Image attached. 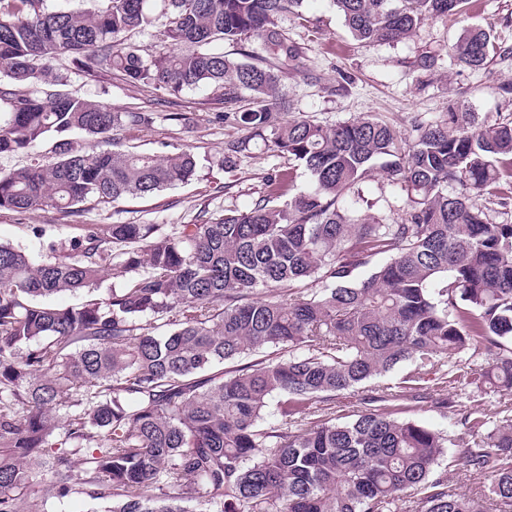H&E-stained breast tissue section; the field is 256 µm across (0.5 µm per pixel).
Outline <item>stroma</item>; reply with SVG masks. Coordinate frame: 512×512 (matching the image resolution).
Here are the masks:
<instances>
[{
	"label": "stroma",
	"instance_id": "1",
	"mask_svg": "<svg viewBox=\"0 0 512 512\" xmlns=\"http://www.w3.org/2000/svg\"><path fill=\"white\" fill-rule=\"evenodd\" d=\"M280 24L305 55L304 67L289 71L281 81L286 100L282 119L303 117L335 124L372 113L409 136L415 122L434 120L460 104L481 117L506 109L497 88L512 85V0H473L468 13L430 20L412 38L394 44L368 45L354 39L330 0H305L300 14L284 15ZM473 25L491 34L489 63L481 71L450 65L444 58L449 45ZM432 54L440 55L439 65L425 73L417 71L416 61ZM344 73L352 76L351 85H342L340 76ZM62 74L68 92L117 108L151 113L152 124L127 132L121 141L123 148L160 153L192 151L196 174L150 201L122 199L87 209L77 218L62 217L50 208L27 213L1 211L0 242L15 249L36 257L50 255L52 250L69 246L85 224H186L204 202L213 217L230 208L242 210L258 199L265 177L287 163L256 139L236 169L222 168L225 141L247 137L249 131L220 120L224 99L213 87L148 93L131 86L117 72L89 78L69 66ZM171 112L188 113L190 124L169 121ZM362 192L374 202L375 214L390 222L400 221L405 193L400 185L387 180L380 168L372 169ZM409 370V365L397 366L341 393L331 404L333 411L340 417L351 415L362 397L388 388L387 410L447 433L451 444L441 465L460 492L474 491L480 484L478 477L457 462L464 448L471 446V437L454 415L434 410L428 401L403 396L400 384ZM448 390L458 394L470 411L493 421L512 419V395L477 389L463 377L452 380Z\"/></svg>",
	"mask_w": 512,
	"mask_h": 512
}]
</instances>
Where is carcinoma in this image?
I'll list each match as a JSON object with an SVG mask.
<instances>
[{"label":"carcinoma","instance_id":"cac0c4a2","mask_svg":"<svg viewBox=\"0 0 512 512\" xmlns=\"http://www.w3.org/2000/svg\"><path fill=\"white\" fill-rule=\"evenodd\" d=\"M0 0V211L143 201L190 180L189 150H116L152 113L60 89L66 60L136 87L210 85L232 168L259 137L303 166L276 170L246 210L189 224H91L72 252L38 262L0 243V512H45L82 494L98 512H512V422L490 426L448 394V360L476 387L512 392V113L453 107L413 139L372 114L332 126L279 120L282 73L302 51L279 19L304 0ZM351 35L397 43L468 0H331ZM157 29L180 47L127 42ZM261 41L229 59L217 40ZM490 34L471 26L450 63L486 68ZM247 106H241L242 102ZM382 159L405 187L402 219L371 213L361 184ZM288 200H283V197ZM484 198L477 206L472 197ZM371 268L359 282L356 273ZM126 279L108 298L41 297ZM483 357L471 368L463 356ZM410 362L414 399L460 415L474 438L471 496L436 469L448 436L361 399L352 419L310 420L336 394Z\"/></svg>","mask_w":512,"mask_h":512}]
</instances>
